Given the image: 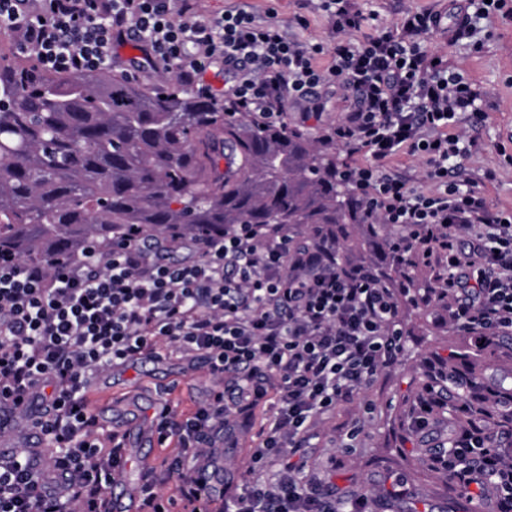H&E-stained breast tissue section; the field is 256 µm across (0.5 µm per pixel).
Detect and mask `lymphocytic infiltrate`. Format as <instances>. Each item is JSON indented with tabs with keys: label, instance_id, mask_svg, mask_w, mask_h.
I'll list each match as a JSON object with an SVG mask.
<instances>
[{
	"label": "lymphocytic infiltrate",
	"instance_id": "obj_1",
	"mask_svg": "<svg viewBox=\"0 0 512 512\" xmlns=\"http://www.w3.org/2000/svg\"><path fill=\"white\" fill-rule=\"evenodd\" d=\"M508 1L451 0L449 15L409 11L390 30L372 26L353 0H302L340 34L331 50L242 9L201 19V0H0V29L18 55L62 75L109 70L113 45L131 41L152 70L175 72L212 98L204 76L223 65L235 78L226 111L268 125L297 108L308 130L323 110L319 87L351 91L353 109L319 124L320 139L350 156L341 173L369 222L396 227L394 256L419 250L431 259L425 299L453 298L449 323L481 350L512 334V211L457 180L453 161L465 149L456 129L482 93L420 38L446 25L453 39L469 36ZM355 32L360 41L349 42ZM327 52L332 61L320 66ZM403 154L425 160L429 188L391 173ZM179 241L96 243L48 265L0 259V436L23 420L50 452L45 465L29 448L0 455V512H112L108 489L127 463L125 436L100 427L89 393L102 370L157 356L161 344L170 356L201 357L217 381L194 410L164 404L153 416L159 444L176 448L166 472L184 512H366V493L307 472L305 451L320 419L396 363L394 290L279 225L204 237L193 261L163 263L161 252ZM442 365H428L406 441L450 437L433 466L462 488L483 489L492 512H512V393L445 375ZM447 404L467 415L466 430L443 427L436 411ZM251 430L246 486L214 491L199 475L203 463Z\"/></svg>",
	"mask_w": 512,
	"mask_h": 512
}]
</instances>
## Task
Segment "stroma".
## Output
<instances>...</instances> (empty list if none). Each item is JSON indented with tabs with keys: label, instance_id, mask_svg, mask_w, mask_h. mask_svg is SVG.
<instances>
[{
	"label": "stroma",
	"instance_id": "1",
	"mask_svg": "<svg viewBox=\"0 0 512 512\" xmlns=\"http://www.w3.org/2000/svg\"><path fill=\"white\" fill-rule=\"evenodd\" d=\"M382 27H393L405 11L446 12L448 0H354ZM277 19L289 34L310 42L332 44L326 17L307 15L306 28L293 22L299 0H277ZM428 51L447 57L450 70L459 73L483 95L461 129L469 140L462 161L464 175L474 181L490 207L512 210V14H496L478 21L472 37L449 42L437 30L424 37ZM403 329L397 363L363 388L350 403L339 407L320 426L321 437L309 464L324 467L337 460L336 481L366 491L369 501L381 499L384 481H395L403 494V512H474L480 501L476 490L457 487L447 474L420 467L421 449L402 444L408 412L428 382L424 364L432 354L448 355L470 350L467 336L448 323L450 299L414 303L412 288L397 279ZM475 371L482 379L506 381L512 387V335L497 337L495 344L474 353ZM215 382L202 361L180 357L135 360L103 370L90 393L99 422L128 436L129 465L137 470L143 459L160 463L166 451L152 426L159 389H168V402L179 411L204 403ZM359 421L362 431L351 453L340 449L339 436L346 422Z\"/></svg>",
	"mask_w": 512,
	"mask_h": 512
}]
</instances>
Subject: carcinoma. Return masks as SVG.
Returning a JSON list of instances; mask_svg holds the SVG:
<instances>
[{
    "instance_id": "obj_1",
    "label": "carcinoma",
    "mask_w": 512,
    "mask_h": 512,
    "mask_svg": "<svg viewBox=\"0 0 512 512\" xmlns=\"http://www.w3.org/2000/svg\"><path fill=\"white\" fill-rule=\"evenodd\" d=\"M336 150L196 95L0 56V256L49 263L93 242L363 224Z\"/></svg>"
}]
</instances>
